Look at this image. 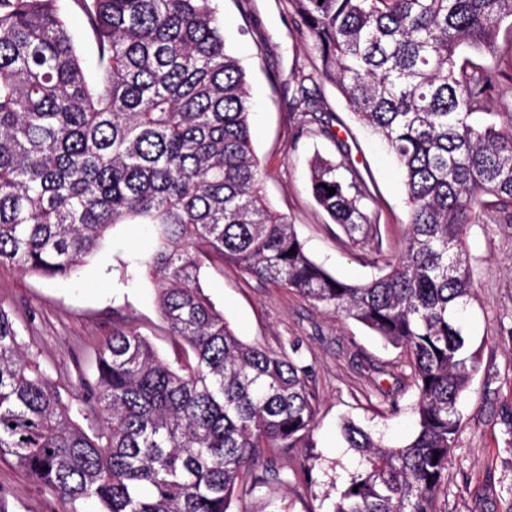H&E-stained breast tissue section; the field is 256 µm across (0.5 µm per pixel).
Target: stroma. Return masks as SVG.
Returning <instances> with one entry per match:
<instances>
[{"mask_svg":"<svg viewBox=\"0 0 512 512\" xmlns=\"http://www.w3.org/2000/svg\"><path fill=\"white\" fill-rule=\"evenodd\" d=\"M215 5L250 77L252 136L267 202L293 224L308 256L333 276L351 284L371 281L399 254L408 227L407 196L394 158L355 122L325 79L314 86L319 124L304 123L293 108L287 81L294 66L313 72L320 61L290 0ZM340 140L373 195L381 250L353 244L311 194L313 157L338 158ZM465 240L475 296L462 327L480 350V365L458 405L460 426L439 506L442 512H512V220L467 225ZM156 245L153 225L117 224L73 277L47 279L0 267V306L10 311L27 356L61 392L75 389L77 373L94 374L100 346L121 324L172 358L174 340L143 265ZM201 281L243 342L277 353L298 351L319 399L309 435L312 452L277 454L283 484L272 492L257 489L234 502L232 512H267L272 495L280 512H333L358 462L341 432L343 421H354L389 445L405 442L416 429V391L405 357L359 322L288 289L258 286L231 263L207 264ZM0 490L9 512L69 510L8 458L0 460Z\"/></svg>","mask_w":512,"mask_h":512,"instance_id":"obj_1","label":"stroma"}]
</instances>
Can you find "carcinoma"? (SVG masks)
<instances>
[{
	"label": "carcinoma",
	"mask_w": 512,
	"mask_h": 512,
	"mask_svg": "<svg viewBox=\"0 0 512 512\" xmlns=\"http://www.w3.org/2000/svg\"><path fill=\"white\" fill-rule=\"evenodd\" d=\"M214 0H0V267L65 278L115 224H153L145 266L181 352L171 361L124 326L102 345L85 396L64 398L0 307V459L100 512H231L282 482L273 467L314 423L298 357L241 341L204 294V261L295 291L409 358L416 431L391 446L347 421L363 467L334 512H440L458 403L477 369L458 313L473 298L466 226L512 210V112H489L506 73L492 55L512 0H292L320 73L400 168L409 227L400 256L365 284L306 254L266 202L246 72ZM95 48L85 77L63 11ZM296 79L307 121L318 100ZM341 159L317 157L310 189L350 240L379 241L373 196ZM335 188L334 194L328 188ZM96 413L90 432L79 417Z\"/></svg>",
	"instance_id": "1"
}]
</instances>
